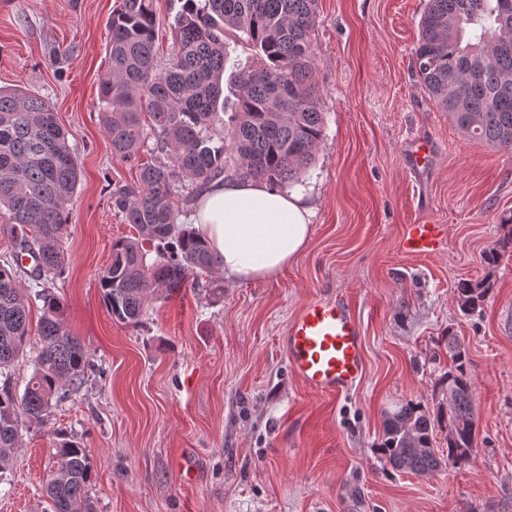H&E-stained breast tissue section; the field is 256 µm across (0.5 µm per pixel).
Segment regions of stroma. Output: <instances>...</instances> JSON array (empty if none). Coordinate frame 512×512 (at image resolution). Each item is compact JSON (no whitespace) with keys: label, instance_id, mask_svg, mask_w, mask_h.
I'll use <instances>...</instances> for the list:
<instances>
[{"label":"stroma","instance_id":"stroma-1","mask_svg":"<svg viewBox=\"0 0 512 512\" xmlns=\"http://www.w3.org/2000/svg\"><path fill=\"white\" fill-rule=\"evenodd\" d=\"M117 0H0V87L48 97L80 166L55 291L89 380L23 434L0 512H52L42 484L56 432L85 446L96 512H512V251L482 255L512 218V148L465 137L424 92L414 48L426 0H318L311 33L324 142L302 183L308 244L278 276L220 279L113 320L98 288L113 241L133 236L113 193L137 164L113 157L99 84ZM429 157L415 166L412 151ZM446 225L444 248L403 253V225ZM491 277L464 315L459 281ZM342 292L361 321L365 373L340 397L289 371L280 339L310 297ZM471 358L473 461L425 475L393 470L378 444L394 403L445 402L444 338Z\"/></svg>","mask_w":512,"mask_h":512}]
</instances>
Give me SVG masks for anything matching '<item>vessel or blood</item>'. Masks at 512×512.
Here are the masks:
<instances>
[{
	"instance_id": "obj_1",
	"label": "vessel or blood",
	"mask_w": 512,
	"mask_h": 512,
	"mask_svg": "<svg viewBox=\"0 0 512 512\" xmlns=\"http://www.w3.org/2000/svg\"><path fill=\"white\" fill-rule=\"evenodd\" d=\"M447 238L442 224L405 225L400 246L406 253L439 252ZM288 364L313 392L338 396L355 386L363 374L362 331L350 303L333 296L307 300L282 338Z\"/></svg>"
}]
</instances>
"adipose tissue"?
Returning a JSON list of instances; mask_svg holds the SVG:
<instances>
[{
    "label": "adipose tissue",
    "instance_id": "ef3b65f1",
    "mask_svg": "<svg viewBox=\"0 0 512 512\" xmlns=\"http://www.w3.org/2000/svg\"><path fill=\"white\" fill-rule=\"evenodd\" d=\"M311 210L303 196L257 178L204 186L188 219L223 263L225 277L246 283L278 275L302 253Z\"/></svg>",
    "mask_w": 512,
    "mask_h": 512
}]
</instances>
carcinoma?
I'll return each mask as SVG.
<instances>
[{
	"instance_id": "obj_1",
	"label": "carcinoma",
	"mask_w": 512,
	"mask_h": 512,
	"mask_svg": "<svg viewBox=\"0 0 512 512\" xmlns=\"http://www.w3.org/2000/svg\"><path fill=\"white\" fill-rule=\"evenodd\" d=\"M169 56L157 60L153 0H121L108 22V77L100 86L102 122L112 155L138 159L148 139L155 162L140 165L138 185L113 194L136 235L112 243V261L99 275L103 302L118 322L137 324L158 291L214 278L220 260L191 224L180 220L184 181L204 186L224 177L228 163L240 175L283 188L301 181L325 136L323 99L315 81L310 35L317 0H180ZM512 0H427L416 65L421 84L470 139L512 146ZM473 37H466L467 32ZM242 34L259 65L235 75L236 110L225 114V36ZM79 164L48 98L0 88V209L10 223V258L0 263V481L6 480L22 431L47 423L64 386L85 378L86 352L50 287L63 277L67 205L79 182ZM483 261L499 263L512 244ZM156 257L148 260L149 252ZM36 264L28 270L25 257ZM42 282L40 351L23 393L12 385L14 362L31 330L20 273ZM492 280H463L456 301L478 311ZM450 364L438 381L448 407L398 403L385 412L381 451L399 472L426 474L443 464L469 463L477 449L474 389L466 346L448 332ZM448 431L447 454L433 448L435 431ZM86 448L58 435L43 485L53 512H94Z\"/></svg>"
}]
</instances>
